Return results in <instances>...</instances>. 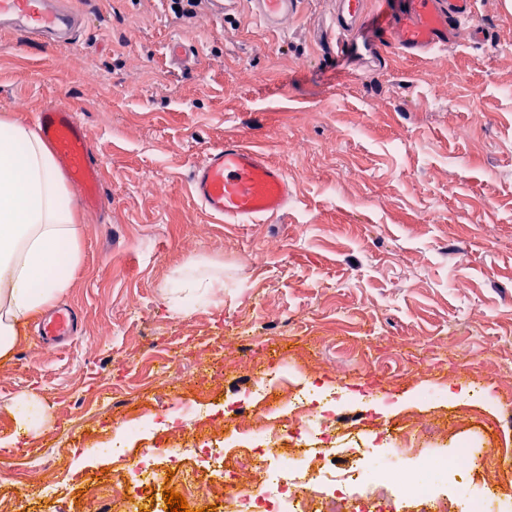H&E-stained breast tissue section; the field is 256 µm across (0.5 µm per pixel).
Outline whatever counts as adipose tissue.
I'll return each instance as SVG.
<instances>
[{
    "instance_id": "obj_1",
    "label": "adipose tissue",
    "mask_w": 512,
    "mask_h": 512,
    "mask_svg": "<svg viewBox=\"0 0 512 512\" xmlns=\"http://www.w3.org/2000/svg\"><path fill=\"white\" fill-rule=\"evenodd\" d=\"M81 255L75 205L47 144L0 120V358L13 354L28 320L70 288ZM217 279L184 265L172 310L213 295Z\"/></svg>"
}]
</instances>
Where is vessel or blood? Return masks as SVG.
<instances>
[{
    "label": "vessel or blood",
    "instance_id": "1",
    "mask_svg": "<svg viewBox=\"0 0 512 512\" xmlns=\"http://www.w3.org/2000/svg\"><path fill=\"white\" fill-rule=\"evenodd\" d=\"M334 35L341 49L358 57L355 75L364 74L380 50L373 44L358 45L362 31L382 18L384 35L402 54L419 58L447 49L449 44L471 37L476 22L477 0H399L398 9L380 15L375 0H335ZM255 19L270 30L287 28L299 10L300 0H254ZM83 21L66 9L62 0H0V30L57 43L75 44ZM35 132L50 143L86 209L104 203L101 169L88 135L64 101L37 112ZM195 199L217 220L227 224L261 222L279 216L288 206L291 189L288 174L265 153L240 140H228L208 151L193 167ZM74 316L69 309L55 312L43 322L41 333L50 339L72 335Z\"/></svg>",
    "mask_w": 512,
    "mask_h": 512
}]
</instances>
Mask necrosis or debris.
Instances as JSON below:
<instances>
[{"label": "necrosis or debris", "mask_w": 512, "mask_h": 512, "mask_svg": "<svg viewBox=\"0 0 512 512\" xmlns=\"http://www.w3.org/2000/svg\"><path fill=\"white\" fill-rule=\"evenodd\" d=\"M274 373V380L256 381L250 400L255 425L243 422L238 406L214 419L203 403L193 405L196 422L212 421L224 430L208 459L182 439L124 466V480L100 483L98 497L107 495L114 512H140L151 499H162L164 468L178 463L181 494L192 510L215 497L228 512H448L452 499L466 502L470 512H487L484 494L500 503L512 498L511 489L489 480L477 497L463 483V476L487 471L492 452L486 448H461L423 460L418 471L404 469L406 453L438 434L430 424L403 419L399 433H386L375 452L338 446L335 404L323 394L287 388L285 364ZM98 497L87 512H97Z\"/></svg>", "instance_id": "1"}]
</instances>
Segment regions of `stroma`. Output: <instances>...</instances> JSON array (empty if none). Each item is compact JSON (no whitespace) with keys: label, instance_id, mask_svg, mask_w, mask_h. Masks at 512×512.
<instances>
[{"label":"stroma","instance_id":"35a3bbf8","mask_svg":"<svg viewBox=\"0 0 512 512\" xmlns=\"http://www.w3.org/2000/svg\"><path fill=\"white\" fill-rule=\"evenodd\" d=\"M75 2L80 46L0 33V116L30 128L65 100L106 198L79 213L82 261L57 301L77 334L43 343L33 319L0 359V438L16 445L0 455V512H67L86 472L115 470L77 450L84 434L111 444L114 408L145 420L240 401L246 369H225L213 398L194 381L241 348L261 367L287 357L289 385L350 393L341 427L355 434L394 390L390 418L448 422L407 465L490 446L512 486V428L486 429L512 416L498 401L512 392V0H479L484 39L421 59L368 28L383 61L358 80L351 53H325L330 0H302L284 31L256 22L252 0L192 25L168 0ZM227 139L286 169L287 214L219 224L199 205L192 167ZM190 260L223 265L224 289L176 315L165 297ZM54 448L69 494H19L12 469Z\"/></svg>","mask_w":512,"mask_h":512}]
</instances>
